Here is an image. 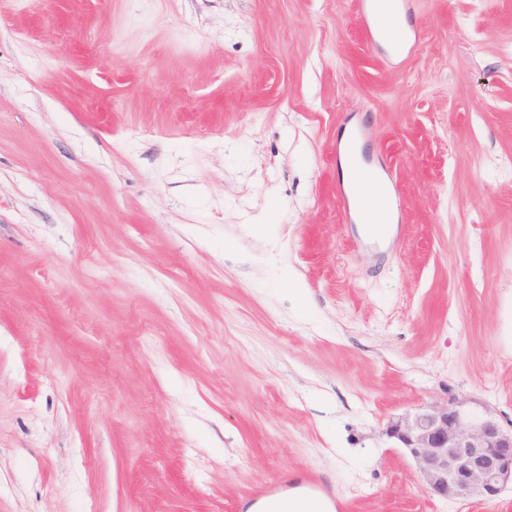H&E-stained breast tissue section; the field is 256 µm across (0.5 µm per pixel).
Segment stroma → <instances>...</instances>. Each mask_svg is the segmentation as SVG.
<instances>
[{"label": "stroma", "mask_w": 512, "mask_h": 512, "mask_svg": "<svg viewBox=\"0 0 512 512\" xmlns=\"http://www.w3.org/2000/svg\"><path fill=\"white\" fill-rule=\"evenodd\" d=\"M0 0V512L429 495L391 416L512 421V0ZM402 191L342 219L343 132ZM294 270L308 307L278 277ZM399 5L403 16V22L387 36L379 23L376 12V0H360L359 12L361 14V26L367 41L371 43L385 42L394 47L397 51L403 52L400 62L408 60L421 39L418 30L409 32L404 24V13L409 11V0L394 1ZM398 2V3H397Z\"/></svg>", "instance_id": "1"}]
</instances>
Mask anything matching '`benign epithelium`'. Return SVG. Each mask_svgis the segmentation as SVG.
I'll return each instance as SVG.
<instances>
[{
    "mask_svg": "<svg viewBox=\"0 0 512 512\" xmlns=\"http://www.w3.org/2000/svg\"><path fill=\"white\" fill-rule=\"evenodd\" d=\"M386 434L406 450L433 496L493 502L512 485V422L470 398L449 395L397 415Z\"/></svg>",
    "mask_w": 512,
    "mask_h": 512,
    "instance_id": "7a95c632",
    "label": "benign epithelium"
}]
</instances>
